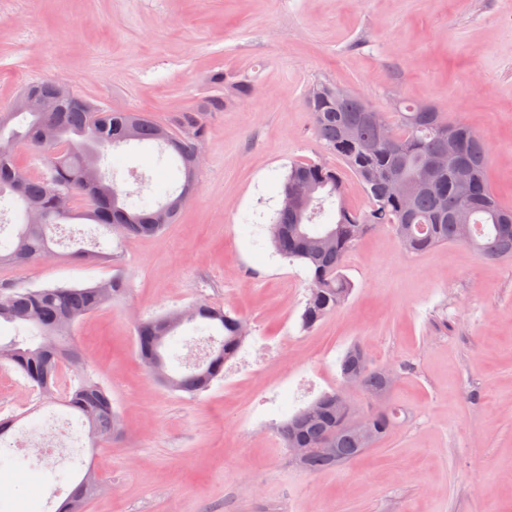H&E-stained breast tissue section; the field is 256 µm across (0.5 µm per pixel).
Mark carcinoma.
<instances>
[{
    "mask_svg": "<svg viewBox=\"0 0 512 512\" xmlns=\"http://www.w3.org/2000/svg\"><path fill=\"white\" fill-rule=\"evenodd\" d=\"M212 80L224 87V97L203 99L196 107L174 115L166 141L159 137L160 124L151 116L99 108L77 93L70 100L54 104V111L48 113L61 126L58 142H41L37 115L29 117L24 130H10V140H0V213L14 206L25 211L35 205L45 213L47 223L15 225L9 237L0 240V265L28 264L55 256L49 230L74 218L103 227L120 240L151 237L174 223L196 187L198 171L193 169L192 153L196 142L208 136L202 115L220 112L230 99H244L252 93V85L246 79L220 72ZM322 87L319 98L305 100L316 138L327 155L340 160L359 179L368 208L357 211L346 205L342 177L336 167L307 160L288 168L280 196L303 185L309 186L311 192L301 208L277 210L269 233L279 255L303 264L309 271V295L300 316L302 329L313 328L345 302L351 284L341 270L349 252L369 230L390 227L411 254L458 242L453 218L461 199L452 172L459 165L470 167L478 177L468 212V245L488 261L512 260V208L502 205L491 190L485 144L469 143L461 153L448 158L442 193H417L410 213L400 199L383 193L385 183L395 176L417 180L448 131L461 133L466 126L450 121L434 105L400 102L393 117H385L392 139L381 143L376 129L359 115V98L333 84L324 83ZM350 119L356 122L355 136L343 140L338 130ZM18 141L46 152L43 175L29 178L19 188L11 180L12 171L18 168L13 148ZM132 141L157 144V163L175 165L182 176L181 185L175 189L160 185L153 196L145 197L123 190L114 179H105L99 170L101 159ZM61 193L82 197L87 201L84 210L60 211ZM75 256L88 263L110 262L114 253L95 246L78 250ZM128 292L127 280L118 274L91 286L0 291V323L25 332L20 340L0 342V364L20 372L38 391L43 403L60 404L77 414L88 428L93 447L98 442L120 438L122 431L112 401L100 383L84 372L74 376V383L63 382L66 367L82 366L71 331L76 322L104 304L124 298ZM192 310L194 314L184 323L193 325L200 333L217 330L222 335L218 346L211 348L192 371L181 375L168 372L167 344L180 326L162 329V314L136 323L135 346L138 357L152 354L158 358L159 371L168 380L166 387L194 396L224 375V361L244 337L239 332L243 325L239 316L207 303H199ZM340 372L344 380L360 377L361 388L369 395L385 393L390 388L386 369L372 367L362 349L355 345L341 357ZM340 403V391L326 392L280 426L283 447L288 449L300 443L312 449L304 465L310 472L336 465L335 460L320 452L322 448L339 449L344 462L366 449L352 425L353 418L344 416ZM368 420L379 440L392 432L397 413L392 409L370 413ZM97 490L98 480L89 469L59 512H83Z\"/></svg>",
    "mask_w": 512,
    "mask_h": 512,
    "instance_id": "carcinoma-1",
    "label": "carcinoma"
}]
</instances>
